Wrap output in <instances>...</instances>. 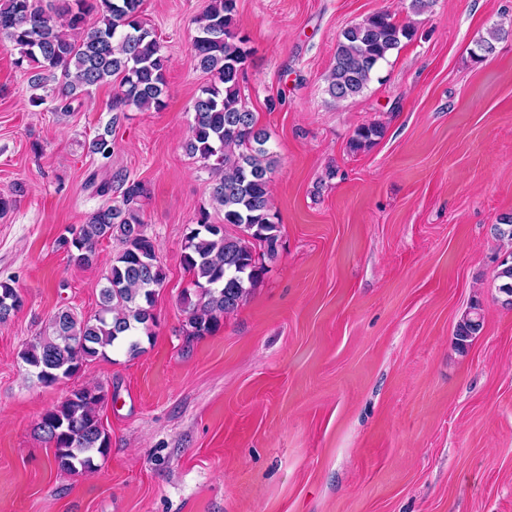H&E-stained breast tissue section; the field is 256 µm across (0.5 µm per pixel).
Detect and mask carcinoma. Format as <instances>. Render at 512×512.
<instances>
[{
	"mask_svg": "<svg viewBox=\"0 0 512 512\" xmlns=\"http://www.w3.org/2000/svg\"><path fill=\"white\" fill-rule=\"evenodd\" d=\"M88 2L65 0L58 6L54 0H0V45L17 51L16 66L36 71L35 84L48 75L58 78L57 110L70 112L78 94L114 77L119 79V92L107 103L108 111L115 113L112 121L130 106L162 109L167 57L156 34L141 19L143 0H95L99 20L87 29ZM235 2L207 0L194 20L193 62L211 74V81L193 99L185 150L209 166L210 198L224 216L218 224L210 220L208 211H200L184 240L182 261L193 275L194 287L183 297V333L188 339L212 333L221 317L238 308L264 270L253 242H260L265 255L273 257L280 236L270 201L277 160L266 130L257 125L240 91L251 50L248 40L234 31ZM412 36L410 26L394 21L387 10L344 28L328 77L332 100L360 95L380 64ZM383 133L378 122L361 126L350 141L351 151L370 147ZM112 191L117 196L111 202L70 228L69 236L60 241L71 261L83 267L95 262L99 241L113 237L122 244L99 289V310L82 318L69 308L58 309L52 317L53 333L36 337L21 354L45 386L79 374L110 348L136 356L141 352L139 333L152 335L155 316L150 309L166 274L156 239L141 217L148 190L144 183L121 176L116 186L104 183L99 188L103 196ZM228 226L238 233L228 232ZM497 278L499 292L512 296V253L501 261ZM22 305L16 288L0 282V323L8 322ZM482 325L476 304L455 326L454 343L468 346ZM103 400L100 388L83 386L41 415L35 431L54 448L58 469L89 471L94 469V456L108 454L111 440L99 415Z\"/></svg>",
	"mask_w": 512,
	"mask_h": 512,
	"instance_id": "obj_1",
	"label": "carcinoma"
}]
</instances>
